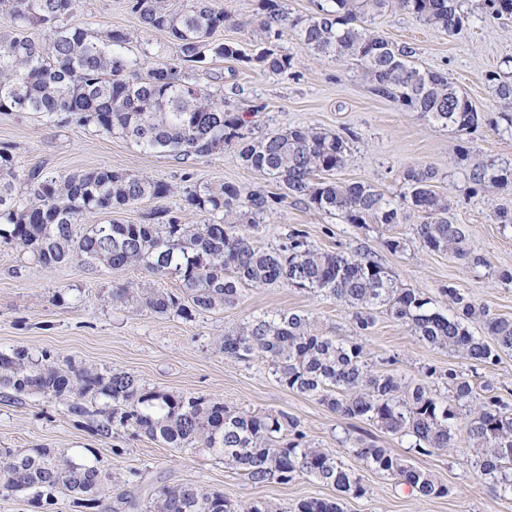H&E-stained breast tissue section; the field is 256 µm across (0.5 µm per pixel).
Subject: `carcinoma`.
<instances>
[{"label": "carcinoma", "instance_id": "obj_1", "mask_svg": "<svg viewBox=\"0 0 512 512\" xmlns=\"http://www.w3.org/2000/svg\"><path fill=\"white\" fill-rule=\"evenodd\" d=\"M146 30L166 32L179 50L176 62H147L126 53L128 35L119 29L93 33L70 22L74 0H0V112L44 113L78 125L119 134L148 152L187 161L233 147L243 164L271 176L281 193L248 192L232 183L188 187L181 209L208 215L204 224H182L166 211L146 214L138 224H77L90 213L123 210L145 199L168 196L167 183L107 166L56 178L28 172L25 194L17 192L12 159L0 152V244L30 253L45 267L80 260L90 267L143 265L156 275H176L181 295L127 286L112 289L115 303L188 319L235 304L244 287L284 283L322 292L352 310L357 329L372 326L371 311L382 308L408 325L434 349L492 364L512 352V318L492 316L456 288L443 289L454 303L444 314L430 299L400 288L376 261L343 251L325 252L293 232L276 249L261 250L227 216L254 215L287 200L302 202L347 224L400 223L408 207L422 217L414 233L430 251L471 259L466 233L448 217V201L433 189L431 168L408 169L397 202L368 184L317 178L343 167L355 134L292 127L260 138L248 133L247 113L202 92L188 70L212 59H242L237 44L213 39L228 15L210 0H186L179 10L167 0H129ZM258 25L269 44L249 60L285 73L293 57L274 45L290 26L318 56H354L375 94L420 112L457 132L479 127L481 115L442 71L412 64L413 48L398 45L365 25L389 0H317L301 23L290 20L277 0H260ZM398 8L450 35L464 25L458 0H396ZM35 30L47 41L32 37ZM472 181L484 186L512 182V173L476 164ZM484 318L493 343L473 335L468 322ZM224 353L239 360H270L280 383L319 397L336 414L367 419L386 432L407 437L419 454L452 450L470 459L475 471L500 497L512 496V410L496 396L477 400L470 380L453 367L440 375L451 394L440 397L420 384L401 390L392 374H373L359 343L315 333L309 316L278 312L254 316L224 335ZM0 389L14 396L40 395L70 401L72 413L98 415L96 434L107 438L113 426L129 428L168 448L204 447L224 457L256 484L288 483L299 475L317 479L335 496L300 501L297 512H343L342 501L359 498L367 487L335 453L310 448L297 425L280 414L235 412L203 396L148 390L126 372H101L73 363L60 367L48 355L25 348L0 351ZM97 408L90 410L87 404ZM351 451L368 467L419 497H444L449 489L384 448L359 438ZM0 488L33 496L36 503L64 489L88 508L117 512H273L263 503L236 508L217 491L195 485H159L142 501L111 496L112 476L96 464L65 452L34 448L7 454L0 463Z\"/></svg>", "mask_w": 512, "mask_h": 512}]
</instances>
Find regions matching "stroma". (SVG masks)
I'll return each mask as SVG.
<instances>
[{
    "label": "stroma",
    "instance_id": "35a3bbf8",
    "mask_svg": "<svg viewBox=\"0 0 512 512\" xmlns=\"http://www.w3.org/2000/svg\"><path fill=\"white\" fill-rule=\"evenodd\" d=\"M212 4L229 14L217 39L236 43L244 58L210 60L195 68L193 76L204 92L233 104L259 106L251 127L256 137L297 125L331 133L353 130L356 138L349 143L347 161L328 172L331 181L362 182L395 198L404 190L408 168H435L434 189L447 198L450 218L463 225L482 263L473 266L422 247L413 230L421 218L410 209L397 224L370 221L356 225L303 203L282 204L261 215L243 217L254 244L275 248L291 231L299 230L319 250L344 251L377 261L399 287L422 292L439 310L450 306L442 290L451 286L490 314L512 318V283L498 277L501 269H512V227L495 219L496 212L512 213V184L482 188L470 179L473 165L479 162L512 170V129L502 118L506 107L497 94L500 82L512 81V19H492L485 0H461L467 21L455 36L394 5L371 22L386 39L413 47L418 67L445 72L482 114L475 131L460 134L374 94L356 59L314 57L290 30L278 47L292 55V70L279 75L247 64L246 56L254 54L264 40L256 22L259 0H212ZM72 19L95 32H129L130 54L171 62L178 56L166 33L142 29L129 0H78ZM0 150L8 151L19 176L32 168L65 177L108 166L173 188L162 199L145 200L109 215H86L88 224L112 220L137 224L143 213L154 209L180 211V195L189 185L216 187L233 182L249 190H277L269 176L245 167L232 149L181 163L95 127L53 122L34 113L0 112ZM180 213L185 224L204 220L200 213ZM392 236L405 239V250L388 251L385 242ZM124 283L171 293L180 287L177 276L155 275L141 266L91 268L75 262L47 268L28 253L0 245V351L23 346L36 355L48 354L60 365L70 361L101 371L132 373L149 390L217 398L239 412L285 413L310 446L336 452L346 466L362 475L368 492L346 499L344 512H512V499L494 497L469 462L455 452L422 455L410 449L408 439L384 433L372 422L339 417L318 398L283 386L269 362L226 357L221 339L227 331L263 313H304L313 317L323 335L344 342L361 341L374 370L426 383L444 396L449 389L440 375L453 364L476 391L490 389L511 406L512 353L502 355L493 365L476 364L426 346L406 325L379 309L373 313L372 327L361 336L350 311L336 300L284 284L243 288L234 305L185 320L112 303L113 286ZM430 365L438 374L428 378L424 369ZM91 424V418L71 413L63 401L39 396L13 400L0 390V454L65 449L76 459L94 462L117 486L135 468L141 473L135 491L140 500L156 485L192 483L223 493L238 506L262 501L273 505L276 512H294L300 500L332 494L330 488L307 476L285 484L274 480L256 485L226 466L222 457L204 449L165 448L148 438L132 437L120 427L104 438L92 431ZM359 437L431 473L448 486V495L421 498L371 470L345 446L346 440Z\"/></svg>",
    "mask_w": 512,
    "mask_h": 512
}]
</instances>
